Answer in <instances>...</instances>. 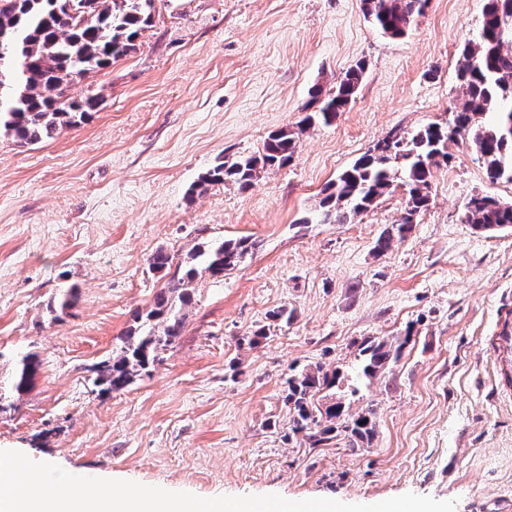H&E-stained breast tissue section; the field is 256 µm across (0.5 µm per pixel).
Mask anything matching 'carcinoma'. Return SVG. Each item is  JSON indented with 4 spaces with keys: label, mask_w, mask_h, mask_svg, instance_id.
I'll list each match as a JSON object with an SVG mask.
<instances>
[{
    "label": "carcinoma",
    "mask_w": 512,
    "mask_h": 512,
    "mask_svg": "<svg viewBox=\"0 0 512 512\" xmlns=\"http://www.w3.org/2000/svg\"><path fill=\"white\" fill-rule=\"evenodd\" d=\"M426 3L362 0L365 15L392 38L407 33ZM153 7L154 0H0V132L28 145L82 122L96 109L98 98L75 100L66 95V88L136 50L141 31L151 23ZM363 71L360 65L347 70L327 92L313 86L311 103L316 109L302 125H328L346 111ZM456 78L463 102L448 124L430 123L409 137L395 133L379 141L323 188L319 222L347 224L399 183L406 190L405 213L400 223L378 238L375 251L385 252L394 238L402 239L411 231L415 216L427 207L432 167L448 164L449 145L460 139L472 144L490 181L512 183V0H487L476 39L461 50ZM296 145L295 132L275 131L260 155L224 157L199 177L189 196L227 182L246 190L253 186L258 170L287 164ZM464 217L477 230L512 229V203L473 194L464 204ZM255 249L254 241L242 237L193 250L192 265L159 291L146 314L137 315L139 326L129 333L120 352L100 363L97 380L104 389L126 388L137 372L148 369L176 342L199 271L222 278ZM409 341L408 334L391 336L365 347L362 374L372 378L397 363ZM39 370L34 354L17 361L9 387L0 394V413L14 407V399L30 389ZM286 384L291 430L304 434L312 446L341 434L352 448L372 439L376 427L372 413L347 417L340 404L319 402L318 395L333 384L321 370L296 372Z\"/></svg>",
    "instance_id": "obj_1"
}]
</instances>
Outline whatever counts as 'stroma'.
I'll list each match as a JSON object with an SVG mask.
<instances>
[{
    "instance_id": "obj_1",
    "label": "stroma",
    "mask_w": 512,
    "mask_h": 512,
    "mask_svg": "<svg viewBox=\"0 0 512 512\" xmlns=\"http://www.w3.org/2000/svg\"><path fill=\"white\" fill-rule=\"evenodd\" d=\"M486 0H428L404 37L361 0H155L136 50L69 84L98 96L88 119L25 147L0 135V385L36 354L33 387L0 414V450L91 478L203 498L278 494L374 504L406 493L456 512H512V230L465 224L473 194L512 203L468 143L434 168L406 238L403 189L348 224L312 222L320 192L378 141L447 122L456 71ZM364 63L329 125L298 131L314 85ZM297 130L284 167L249 190L187 191L224 156H255ZM247 237L259 249L193 283L175 345L118 392L94 384L137 314L198 244ZM74 289V306L53 304ZM293 310L290 323L271 320ZM257 344H249L253 332ZM410 335L401 360L360 374L363 343ZM322 367L327 402L372 412L376 436L311 447L290 435L289 374Z\"/></svg>"
}]
</instances>
